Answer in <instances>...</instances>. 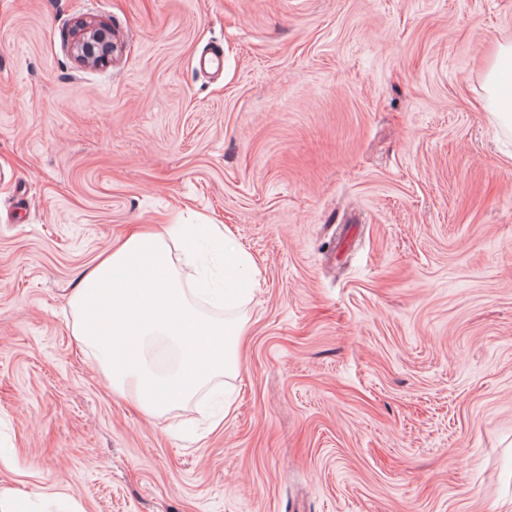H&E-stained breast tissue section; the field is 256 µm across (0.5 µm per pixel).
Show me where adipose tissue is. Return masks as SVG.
Instances as JSON below:
<instances>
[{"mask_svg": "<svg viewBox=\"0 0 512 512\" xmlns=\"http://www.w3.org/2000/svg\"><path fill=\"white\" fill-rule=\"evenodd\" d=\"M512 45L500 46L486 87L501 123L512 129ZM201 266L188 279L184 268ZM251 255L216 224H172L134 231L102 252L70 298L74 332L91 350L113 391L160 416L214 379L237 372L238 321L212 310L240 306Z\"/></svg>", "mask_w": 512, "mask_h": 512, "instance_id": "adipose-tissue-1", "label": "adipose tissue"}]
</instances>
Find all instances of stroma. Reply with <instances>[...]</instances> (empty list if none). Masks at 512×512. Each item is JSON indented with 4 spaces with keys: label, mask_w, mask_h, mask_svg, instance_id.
Returning a JSON list of instances; mask_svg holds the SVG:
<instances>
[{
    "label": "stroma",
    "mask_w": 512,
    "mask_h": 512,
    "mask_svg": "<svg viewBox=\"0 0 512 512\" xmlns=\"http://www.w3.org/2000/svg\"><path fill=\"white\" fill-rule=\"evenodd\" d=\"M89 17L115 49L82 67ZM500 44L512 0H0V487L24 512H512ZM199 216L255 264L239 374L149 418L69 298L116 238ZM504 58L512 59V45H500L497 54L489 62L486 71V87L500 123L512 129V68L501 65Z\"/></svg>",
    "instance_id": "1"
}]
</instances>
